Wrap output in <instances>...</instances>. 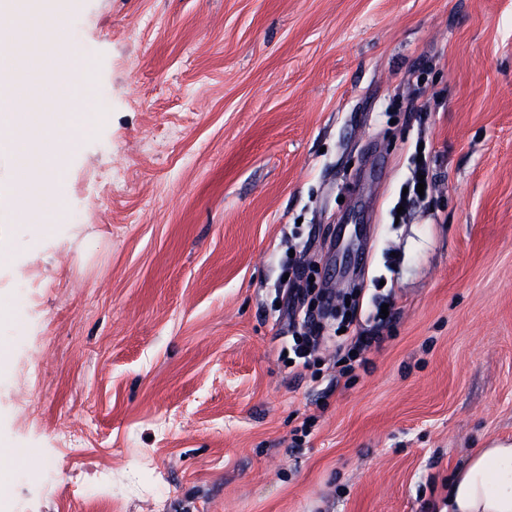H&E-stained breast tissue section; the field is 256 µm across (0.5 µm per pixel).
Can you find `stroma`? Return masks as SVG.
<instances>
[{
  "label": "stroma",
  "instance_id": "obj_1",
  "mask_svg": "<svg viewBox=\"0 0 512 512\" xmlns=\"http://www.w3.org/2000/svg\"><path fill=\"white\" fill-rule=\"evenodd\" d=\"M45 19L13 52L46 111ZM93 67L67 209L0 159V512H434L512 438V0H65ZM423 149L438 184L392 208ZM394 296L365 366L309 367L280 301Z\"/></svg>",
  "mask_w": 512,
  "mask_h": 512
}]
</instances>
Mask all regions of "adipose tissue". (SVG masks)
<instances>
[{
    "instance_id": "obj_1",
    "label": "adipose tissue",
    "mask_w": 512,
    "mask_h": 512,
    "mask_svg": "<svg viewBox=\"0 0 512 512\" xmlns=\"http://www.w3.org/2000/svg\"><path fill=\"white\" fill-rule=\"evenodd\" d=\"M52 88L53 104L39 123L17 112L15 106L0 108V150L16 151L25 138L46 136L54 148L36 154L27 162L38 180L32 191L20 198L23 215L36 223L56 224L66 203L56 187L63 176L62 149L75 146L92 127L87 65L80 54L67 51L63 68L45 71ZM440 512H512V440H488L455 471Z\"/></svg>"
}]
</instances>
